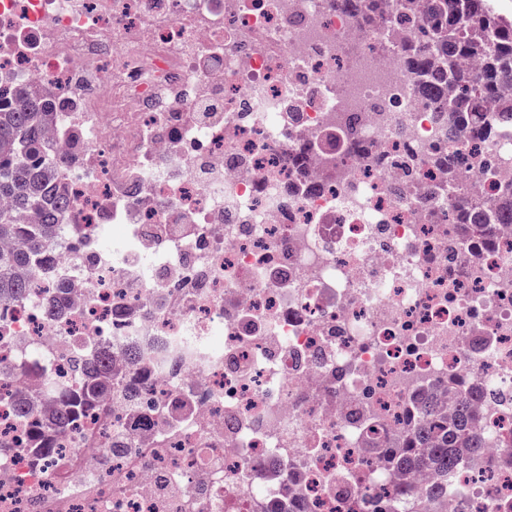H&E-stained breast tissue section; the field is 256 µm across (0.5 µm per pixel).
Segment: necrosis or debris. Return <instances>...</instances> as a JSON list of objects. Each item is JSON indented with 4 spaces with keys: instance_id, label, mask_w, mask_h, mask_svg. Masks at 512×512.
<instances>
[{
    "instance_id": "necrosis-or-debris-1",
    "label": "necrosis or debris",
    "mask_w": 512,
    "mask_h": 512,
    "mask_svg": "<svg viewBox=\"0 0 512 512\" xmlns=\"http://www.w3.org/2000/svg\"><path fill=\"white\" fill-rule=\"evenodd\" d=\"M410 38L337 0H0V88L41 87L83 226L0 359L48 342L66 384L92 336L141 393L0 455V512H432L385 455L460 391L484 448L441 512H512V224L456 221L512 183V118L435 111Z\"/></svg>"
}]
</instances>
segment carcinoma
I'll return each mask as SVG.
<instances>
[{
  "mask_svg": "<svg viewBox=\"0 0 512 512\" xmlns=\"http://www.w3.org/2000/svg\"><path fill=\"white\" fill-rule=\"evenodd\" d=\"M487 0H397L394 19L410 22L417 9L430 19L427 33L439 58L431 67L417 45L406 52L410 69L422 88L438 103L439 110L451 112L462 123L473 122L481 104L495 96L506 76L512 77V21L484 6ZM51 112L42 94L35 89L0 90V242L14 241L11 249L0 248V305L26 300L34 286V276L46 269L50 259L45 247L66 233L74 241L82 234L80 224H62L67 210L63 188L55 171L63 164L42 138ZM77 377L57 386L41 374L44 385L58 398L48 416L36 410L29 395L15 397L14 410L28 427L23 442L2 443L0 452L26 456L31 451L48 461L55 456L57 433L78 422L102 396L110 392L133 402L137 379L112 384L111 356L82 339L76 348ZM473 409L468 397L456 403L454 422L432 427L425 420L407 428L410 448H399L390 465L403 476L420 469H432L442 477L433 494L440 497L448 486V470L457 462L456 449L478 454L480 437L472 427Z\"/></svg>",
  "mask_w": 512,
  "mask_h": 512,
  "instance_id": "cac0c4a2",
  "label": "carcinoma"
}]
</instances>
